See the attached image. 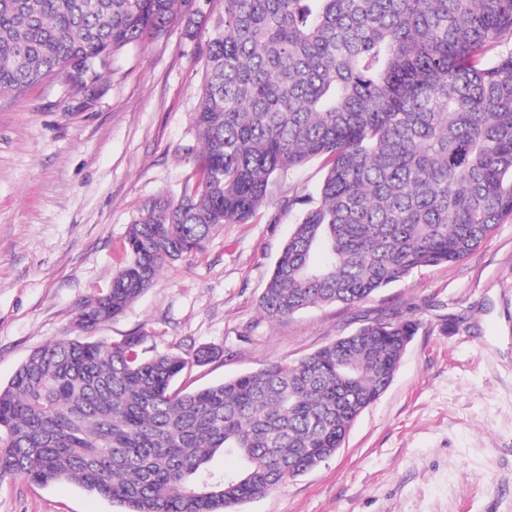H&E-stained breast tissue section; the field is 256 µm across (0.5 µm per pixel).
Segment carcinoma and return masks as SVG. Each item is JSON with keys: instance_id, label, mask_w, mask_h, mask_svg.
<instances>
[{"instance_id": "carcinoma-1", "label": "carcinoma", "mask_w": 512, "mask_h": 512, "mask_svg": "<svg viewBox=\"0 0 512 512\" xmlns=\"http://www.w3.org/2000/svg\"><path fill=\"white\" fill-rule=\"evenodd\" d=\"M196 2L0 0V96L52 77L85 96L74 72L97 85L114 54L185 17L197 36ZM203 59V150L180 196L129 225L124 266L77 310L84 337L34 349L0 384V480L71 481L123 512H235L342 447L416 320L193 390L174 383L213 348L93 338L166 263L252 217L274 175L327 168L318 198L288 199L298 222L260 299L271 319L358 306L512 220V0H224ZM218 453L236 474L210 470Z\"/></svg>"}]
</instances>
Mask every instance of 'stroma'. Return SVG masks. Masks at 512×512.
I'll return each mask as SVG.
<instances>
[{
    "label": "stroma",
    "instance_id": "obj_1",
    "mask_svg": "<svg viewBox=\"0 0 512 512\" xmlns=\"http://www.w3.org/2000/svg\"><path fill=\"white\" fill-rule=\"evenodd\" d=\"M223 0H201L197 37L177 23L112 59L96 94L53 78L0 98V383L35 348L77 338L76 310L108 287L129 225L160 193L180 195L198 146L201 47ZM309 161L274 176L244 224L215 231L201 255L167 263L94 336L145 333L181 354L219 352L193 387L293 362L378 320L419 330L391 384L335 456L237 512H512V221L459 263L414 269L357 307L319 304L269 321L260 298L287 242L294 195L316 194ZM0 512H122L63 482L0 481Z\"/></svg>",
    "mask_w": 512,
    "mask_h": 512
}]
</instances>
